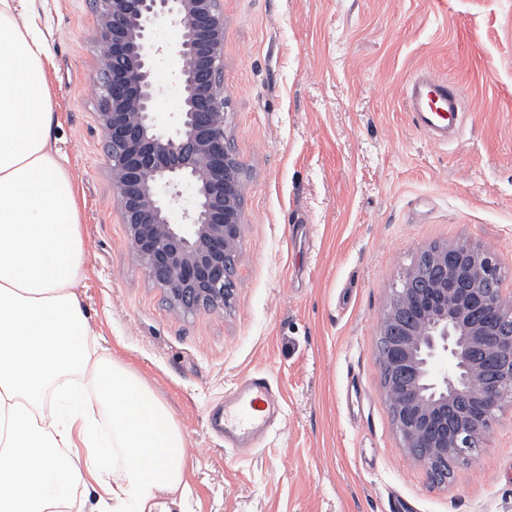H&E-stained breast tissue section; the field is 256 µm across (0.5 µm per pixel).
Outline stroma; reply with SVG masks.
Segmentation results:
<instances>
[{
  "label": "stroma",
  "instance_id": "1",
  "mask_svg": "<svg viewBox=\"0 0 512 512\" xmlns=\"http://www.w3.org/2000/svg\"><path fill=\"white\" fill-rule=\"evenodd\" d=\"M227 135L249 174L230 310L173 313L132 258L92 84V0H21L45 40L56 147L86 245L76 289L100 355L129 365L187 440L186 512H512V401L447 482L403 448L377 362L381 316L432 244L491 248L512 290V0H223ZM427 71L465 99L457 140L416 128ZM155 123L181 90L157 56ZM266 375L280 412L240 456L213 426Z\"/></svg>",
  "mask_w": 512,
  "mask_h": 512
}]
</instances>
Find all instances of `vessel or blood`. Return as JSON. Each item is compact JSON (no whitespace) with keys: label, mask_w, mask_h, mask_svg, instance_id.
I'll use <instances>...</instances> for the list:
<instances>
[{"label":"vessel or blood","mask_w":512,"mask_h":512,"mask_svg":"<svg viewBox=\"0 0 512 512\" xmlns=\"http://www.w3.org/2000/svg\"><path fill=\"white\" fill-rule=\"evenodd\" d=\"M404 100L416 126L434 142L445 143L459 135L463 100L457 85L430 74H420L406 82ZM278 408L266 377H245L224 398L225 439L236 447H249L252 437Z\"/></svg>","instance_id":"obj_1"}]
</instances>
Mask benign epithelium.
<instances>
[{
  "label": "benign epithelium",
  "mask_w": 512,
  "mask_h": 512,
  "mask_svg": "<svg viewBox=\"0 0 512 512\" xmlns=\"http://www.w3.org/2000/svg\"><path fill=\"white\" fill-rule=\"evenodd\" d=\"M98 123L132 258L183 315L231 307L243 247L245 174L226 138L221 0H94ZM160 19L182 94L172 130L154 123ZM194 189L185 223L168 211ZM171 188L169 198L158 187ZM491 250L430 245L400 276L380 321L381 385L403 447L430 469L468 461L512 398V301ZM446 353L453 371L433 376Z\"/></svg>",
  "instance_id": "7a95c632"
}]
</instances>
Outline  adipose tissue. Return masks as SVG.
<instances>
[{"label":"adipose tissue","mask_w":512,"mask_h":512,"mask_svg":"<svg viewBox=\"0 0 512 512\" xmlns=\"http://www.w3.org/2000/svg\"><path fill=\"white\" fill-rule=\"evenodd\" d=\"M15 2L0 0V512H173L185 437L142 377L90 352L47 49Z\"/></svg>","instance_id":"adipose-tissue-1"}]
</instances>
